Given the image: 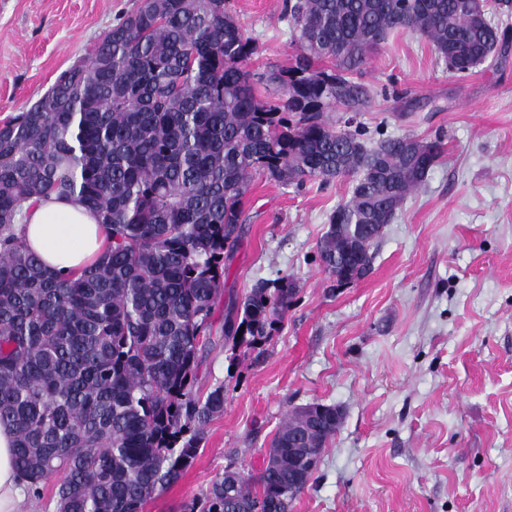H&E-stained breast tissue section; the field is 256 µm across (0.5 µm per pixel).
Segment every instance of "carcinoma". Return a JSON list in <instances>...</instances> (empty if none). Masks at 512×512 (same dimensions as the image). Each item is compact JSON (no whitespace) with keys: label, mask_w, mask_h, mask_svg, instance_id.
<instances>
[{"label":"carcinoma","mask_w":512,"mask_h":512,"mask_svg":"<svg viewBox=\"0 0 512 512\" xmlns=\"http://www.w3.org/2000/svg\"><path fill=\"white\" fill-rule=\"evenodd\" d=\"M290 66L260 98L243 64L257 53L227 0H136L91 57L0 124V426L33 495L57 476L58 512H144L193 463L224 388L196 391L199 351L251 179L348 178L317 256L330 280L372 269L375 242L445 151L440 137L370 146L354 125L359 80L397 33L427 39L448 69L492 58L508 31L472 22L460 0H285ZM328 66L320 67L318 63ZM339 110L330 122L325 113ZM51 195L92 209L107 230L95 262L57 274L16 224ZM298 288L258 283L222 325L236 351L268 336ZM343 422L333 405L297 408L255 475L226 470L201 512H290L299 448L321 457Z\"/></svg>","instance_id":"cac0c4a2"}]
</instances>
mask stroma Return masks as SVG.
Wrapping results in <instances>:
<instances>
[{
  "label": "stroma",
  "instance_id": "35a3bbf8",
  "mask_svg": "<svg viewBox=\"0 0 512 512\" xmlns=\"http://www.w3.org/2000/svg\"><path fill=\"white\" fill-rule=\"evenodd\" d=\"M135 0H0V121L86 59ZM284 0H230L258 45L253 74L288 67ZM368 137H443L446 151L386 225L370 273L332 287L316 259L347 180L258 175L213 321L257 281L299 292L270 337L199 354L196 387L224 389L193 465L144 512H183L227 469L255 474L287 414L338 407L291 512H512V40L465 74L398 34L363 75Z\"/></svg>",
  "mask_w": 512,
  "mask_h": 512
}]
</instances>
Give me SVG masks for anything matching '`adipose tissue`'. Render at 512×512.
<instances>
[{
    "mask_svg": "<svg viewBox=\"0 0 512 512\" xmlns=\"http://www.w3.org/2000/svg\"><path fill=\"white\" fill-rule=\"evenodd\" d=\"M19 229L31 250L53 271L69 272L92 263L107 232L96 216L70 198H51L25 213ZM25 489L13 459V435L0 426V512H22Z\"/></svg>",
    "mask_w": 512,
    "mask_h": 512,
    "instance_id": "adipose-tissue-1",
    "label": "adipose tissue"
}]
</instances>
